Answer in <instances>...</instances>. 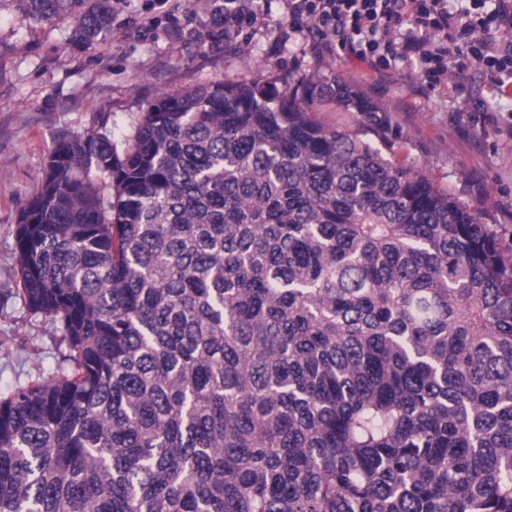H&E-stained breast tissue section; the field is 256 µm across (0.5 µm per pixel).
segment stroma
<instances>
[{
    "instance_id": "1",
    "label": "stroma",
    "mask_w": 512,
    "mask_h": 512,
    "mask_svg": "<svg viewBox=\"0 0 512 512\" xmlns=\"http://www.w3.org/2000/svg\"><path fill=\"white\" fill-rule=\"evenodd\" d=\"M70 23L38 24L0 6V391L48 377L59 332L18 295L10 235L37 190L58 133L107 125L133 130L147 101L203 83L282 80L293 88L340 79L376 106L352 112L319 102L318 123L372 143L476 208L503 249L512 248V91L493 92L472 59L457 58L448 80L431 87L400 61L380 71L340 46L324 47L312 28L288 33L286 0H271L264 24L212 41L201 11L180 0H124L112 32L82 48Z\"/></svg>"
}]
</instances>
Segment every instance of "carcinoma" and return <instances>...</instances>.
<instances>
[{
	"label": "carcinoma",
	"instance_id": "obj_1",
	"mask_svg": "<svg viewBox=\"0 0 512 512\" xmlns=\"http://www.w3.org/2000/svg\"><path fill=\"white\" fill-rule=\"evenodd\" d=\"M15 2L91 46L120 0ZM268 88L57 136L11 235L63 350L0 393V512H512V253L311 119L378 111L350 83Z\"/></svg>",
	"mask_w": 512,
	"mask_h": 512
}]
</instances>
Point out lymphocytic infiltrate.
<instances>
[{
    "mask_svg": "<svg viewBox=\"0 0 512 512\" xmlns=\"http://www.w3.org/2000/svg\"><path fill=\"white\" fill-rule=\"evenodd\" d=\"M290 0L288 27L311 20L321 36L339 40L370 66L390 65L400 52L414 53L423 75L447 81L456 56L475 60L496 87L512 80V0Z\"/></svg>",
    "mask_w": 512,
    "mask_h": 512,
    "instance_id": "lymphocytic-infiltrate-1",
    "label": "lymphocytic infiltrate"
}]
</instances>
